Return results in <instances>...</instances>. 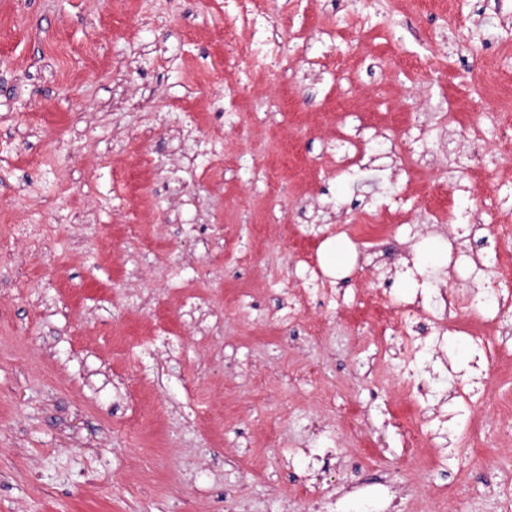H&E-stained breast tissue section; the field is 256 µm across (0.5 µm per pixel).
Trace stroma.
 <instances>
[{
    "instance_id": "1",
    "label": "stroma",
    "mask_w": 512,
    "mask_h": 512,
    "mask_svg": "<svg viewBox=\"0 0 512 512\" xmlns=\"http://www.w3.org/2000/svg\"><path fill=\"white\" fill-rule=\"evenodd\" d=\"M511 91L512 0H0V512H503L512 338L463 413L466 342L377 339L382 301L472 293L433 254L512 225V151L472 160ZM370 216L335 300L280 325L302 257ZM247 27L252 36L249 46L245 49V55L248 57L260 61L262 60V47L265 44L264 40V22L259 15H254L247 21Z\"/></svg>"
}]
</instances>
